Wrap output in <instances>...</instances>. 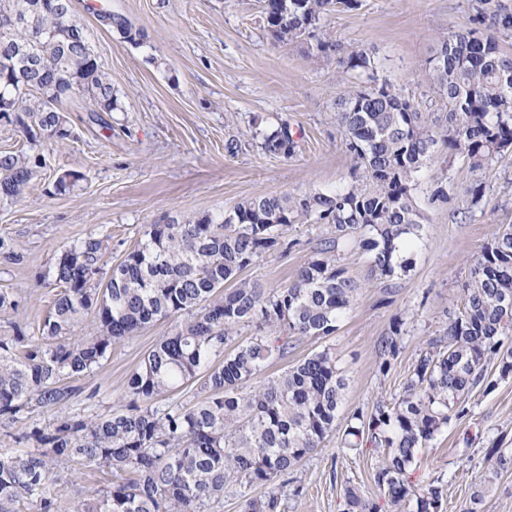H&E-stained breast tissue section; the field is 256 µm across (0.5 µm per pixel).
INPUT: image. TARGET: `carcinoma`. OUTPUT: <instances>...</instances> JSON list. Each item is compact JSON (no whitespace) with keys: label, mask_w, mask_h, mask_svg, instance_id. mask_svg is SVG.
Segmentation results:
<instances>
[{"label":"carcinoma","mask_w":512,"mask_h":512,"mask_svg":"<svg viewBox=\"0 0 512 512\" xmlns=\"http://www.w3.org/2000/svg\"><path fill=\"white\" fill-rule=\"evenodd\" d=\"M58 0H0V100L14 97L20 79L30 89L14 124L29 143L48 122L70 126L65 106L80 97L91 119L113 112L116 93L96 58L66 40L62 27L83 25L55 10ZM359 0H261L264 28L275 44L310 39L312 50L336 62V121L345 134L352 182L331 192L253 196L218 216L150 224L136 247L108 264L102 241L88 238L58 256L56 294L38 335L18 327L0 336V420L20 422L0 434V512H207L238 479L267 489L244 512H281L277 482L336 431L345 381L329 350L313 352L259 385L253 380L288 356L293 338L334 334L361 283L340 264V252L359 247L368 280L390 294L412 267L424 215L415 192L438 152L461 157L474 171L512 152V53L490 32L512 36V9L476 0L472 26L437 49L423 75L448 107L444 124H431L413 100L379 76L375 56L349 48L324 30V17L351 11ZM35 15L34 29L13 18ZM100 20L137 44L140 31L124 17ZM27 44L41 71L21 74L26 59L12 55ZM267 153L288 157L296 142L288 123L257 132ZM39 165L24 150L0 152V201L24 198ZM86 179L65 171L53 184L65 194ZM292 224H317L325 236L315 255L280 288L267 289L240 273L266 253L285 254ZM232 283L229 291L224 284ZM463 309L448 316L445 336L415 358L402 394L353 413L343 447L365 441L385 451L374 481L399 509L446 512L447 488L438 476L417 491L407 479L419 449L467 413L466 397L490 393L488 365L512 374V225H505L473 261L463 288ZM92 315L97 332L78 331ZM178 324L142 358L127 382L129 401L103 417L67 411L82 393L77 384L112 352V346L161 320ZM404 321L394 318L376 352L385 371L397 357ZM240 326L253 335L226 350ZM219 364H214L218 356ZM200 382V399L160 408L166 396ZM46 423L26 422L38 411ZM492 475L512 471V451L491 447ZM93 467L111 475L87 493L76 480L59 489L62 466ZM377 503L351 486L344 512H378Z\"/></svg>","instance_id":"1"}]
</instances>
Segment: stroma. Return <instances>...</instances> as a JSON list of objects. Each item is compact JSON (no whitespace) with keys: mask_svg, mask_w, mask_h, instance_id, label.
I'll list each match as a JSON object with an SVG mask.
<instances>
[{"mask_svg":"<svg viewBox=\"0 0 512 512\" xmlns=\"http://www.w3.org/2000/svg\"><path fill=\"white\" fill-rule=\"evenodd\" d=\"M474 0H360L358 9L331 14L327 27L344 44L378 58L380 74L402 96L421 101L422 111L442 112L426 101L421 73L451 32L469 27ZM98 62L118 97L115 112L90 122L87 105L74 100L67 115L74 138L61 147L32 146L43 166L25 198L0 202V240L15 259L0 252V291L18 299V310H0V336L16 328L35 331L54 289L52 268L61 252L86 238L102 240L118 263L147 225L183 221L232 210L256 195L300 197L336 190L349 182L351 159L333 106L339 86L334 63L312 55L309 41L273 44L261 19L259 0H73ZM124 15L142 33L131 44L97 13ZM288 122L295 152L284 158L261 150L255 130ZM241 151H224L228 137ZM448 170V199L429 203L430 184ZM66 170L85 174L70 193L52 185ZM486 184L481 207L467 209L466 188ZM416 196L426 217L413 269L400 280L390 304L367 280L360 250L341 252L340 262L362 287L337 331L324 339L303 337L288 355L295 362L330 349L346 380L336 434L305 458L282 487L284 512H342L344 490L355 486L395 512L373 478L374 448H343L341 431L354 412H371L377 400L398 398L415 356L442 335L448 309L461 304L473 258L502 226L512 224V154L475 174L463 162L437 157ZM322 227L296 224L287 255L267 253L243 278L278 288L315 253ZM405 334L398 357L381 371L375 347L394 317ZM151 324L113 345L109 357L81 379L83 393L70 410L105 415L127 395V379L141 359L174 327ZM466 417L451 422L420 449L410 470L414 487L443 477L447 512H465L474 490L484 492L480 512H512V474L490 479L487 448H512V375L494 391H474Z\"/></svg>","mask_w":512,"mask_h":512,"instance_id":"stroma-1","label":"stroma"}]
</instances>
